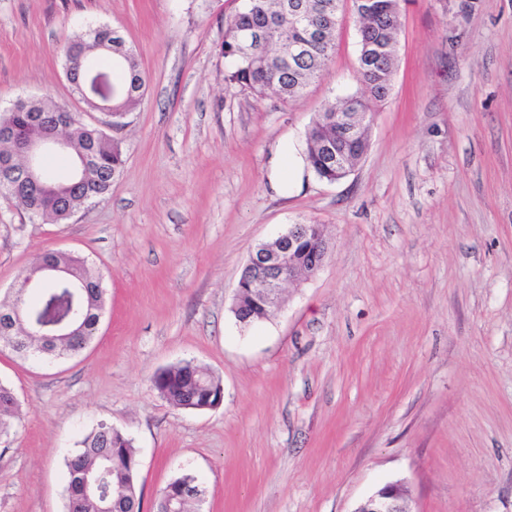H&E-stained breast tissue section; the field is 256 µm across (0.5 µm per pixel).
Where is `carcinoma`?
Returning a JSON list of instances; mask_svg holds the SVG:
<instances>
[{
	"label": "carcinoma",
	"instance_id": "carcinoma-1",
	"mask_svg": "<svg viewBox=\"0 0 512 512\" xmlns=\"http://www.w3.org/2000/svg\"><path fill=\"white\" fill-rule=\"evenodd\" d=\"M342 0H240L233 15L224 21V41L220 52L230 60L232 68L224 80L234 83L257 97L273 94L282 100L299 96L315 79L334 50L335 28L323 23L327 6L339 12ZM308 15L307 26L293 23L297 7ZM360 41L358 71L361 92L338 98L324 105L313 119L308 134L305 162L318 177H328L327 157L319 143L336 140V124L326 121L325 112H373L375 104L384 101L392 88L396 70L395 45L400 28V0H352ZM320 30L317 38L312 29ZM260 30L262 43H247L244 36ZM296 47L290 53L284 44ZM113 50L125 56L123 65L105 56L97 66L112 75L113 103L126 112L133 111L145 91V76L134 51L125 41L112 38ZM61 105L48 100H31L20 110L0 114V127H19L29 136L41 129L28 124L33 112L58 110ZM73 144L72 152L83 150L93 154L94 166L84 175L80 193L69 195L68 205L75 211L89 199L108 194L112 175L121 172L125 164L123 144L113 137L103 136L98 128L76 121L62 129ZM0 194L8 197L17 210L30 220L61 224L69 220L65 209L56 206L51 196L35 192L15 193L10 184L0 182ZM43 258L68 265L74 276L93 285L82 305L73 303L64 286L43 289L31 299L18 293L10 301L0 302V343L9 345L18 355L26 350L16 342L20 329L11 328L6 311L22 305L27 318L37 325H49L79 317L82 331L78 336H33L31 348L45 358H63L74 354L76 343L89 344L96 336L105 309V289L93 275L86 260L71 253ZM153 388L173 407H181L194 397L207 403L211 392L219 389L221 380L191 362H182L156 371L150 378ZM21 419L18 401L11 388L0 383V438L16 431ZM139 459L133 439L120 433L112 435V426L101 423L79 442V448L66 462L68 473L67 512H142L141 491L138 488ZM195 481V476L182 474L172 479L158 494L153 512H194L193 502L180 501L170 489Z\"/></svg>",
	"mask_w": 512,
	"mask_h": 512
}]
</instances>
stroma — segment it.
<instances>
[{
	"mask_svg": "<svg viewBox=\"0 0 512 512\" xmlns=\"http://www.w3.org/2000/svg\"><path fill=\"white\" fill-rule=\"evenodd\" d=\"M235 7L0 0V112L87 111L62 48L91 26L119 31L146 77L103 199L34 224L0 196V301L47 250L85 258L107 293L74 356L0 346L22 411L0 439V512H67L66 462L101 423L134 440L142 512L183 473L200 512H354L395 481L411 512H512V0H403L391 94L335 183L306 167L305 134L362 88L351 5L290 101L225 83ZM291 224L324 225V266L238 323L250 252ZM184 361L221 378L220 406L177 409L152 388Z\"/></svg>",
	"mask_w": 512,
	"mask_h": 512,
	"instance_id": "obj_1",
	"label": "stroma"
}]
</instances>
